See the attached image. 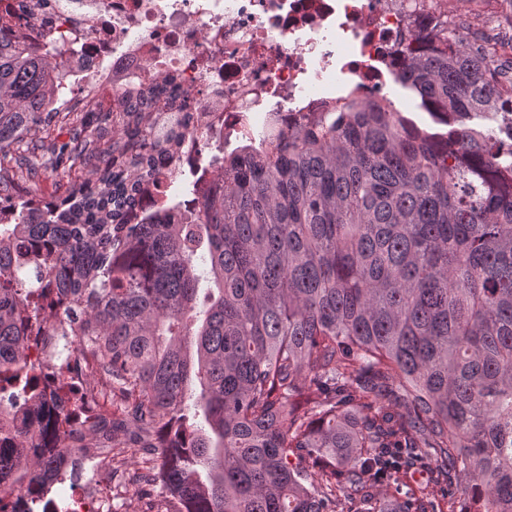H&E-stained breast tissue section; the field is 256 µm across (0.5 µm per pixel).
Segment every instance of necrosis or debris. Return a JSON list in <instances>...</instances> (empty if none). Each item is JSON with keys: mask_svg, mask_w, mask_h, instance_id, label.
I'll return each instance as SVG.
<instances>
[{"mask_svg": "<svg viewBox=\"0 0 512 512\" xmlns=\"http://www.w3.org/2000/svg\"><path fill=\"white\" fill-rule=\"evenodd\" d=\"M450 0H0L11 33L39 51L52 43L76 49L63 69L56 112H90L130 85L177 75L193 119L178 154L160 164L167 184L181 182L201 158L221 156L226 140L258 123L260 114L297 116L335 100L348 83L371 98L404 64L421 11L444 12L448 28H465ZM485 24L470 41L496 79L512 82V0H471ZM56 337L33 328L26 360L45 376L41 397L68 428L87 433L111 418L104 379L77 400L64 399L54 368ZM62 456L40 488L50 512H110L112 454L97 455V474L78 485Z\"/></svg>", "mask_w": 512, "mask_h": 512, "instance_id": "4bbe7bcc", "label": "necrosis or debris"}]
</instances>
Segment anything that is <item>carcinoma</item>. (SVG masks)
<instances>
[{
    "mask_svg": "<svg viewBox=\"0 0 512 512\" xmlns=\"http://www.w3.org/2000/svg\"><path fill=\"white\" fill-rule=\"evenodd\" d=\"M395 82L432 125L386 96L343 98L252 128L209 185L190 182L128 222L189 113L168 75L125 93L127 140L74 134L48 161L107 155L45 202L0 180V381L38 398L22 352L45 291L69 299L51 332L88 347L112 391L114 448L147 454L129 480L175 512H512V90L439 14L420 22ZM0 26V159L29 176L59 62ZM166 111H159V104ZM213 287L200 293L201 282ZM196 337L201 392L188 403ZM394 410L387 411L384 401ZM36 447L34 413L12 417ZM52 457L0 478L38 484ZM446 482L442 498L412 475ZM391 488L392 509L375 499Z\"/></svg>",
    "mask_w": 512,
    "mask_h": 512,
    "instance_id": "obj_1",
    "label": "carcinoma"
}]
</instances>
